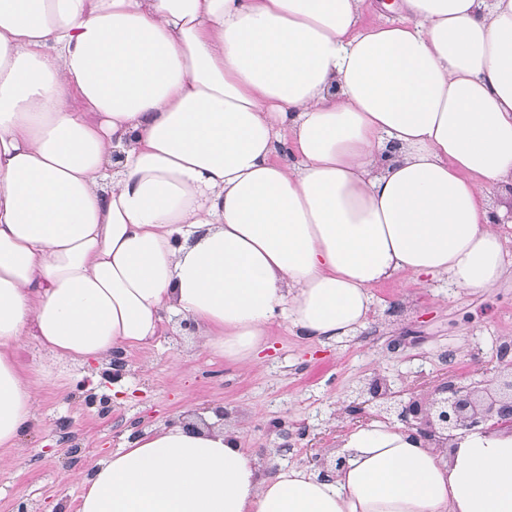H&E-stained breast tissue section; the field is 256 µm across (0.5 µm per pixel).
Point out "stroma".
<instances>
[{"mask_svg":"<svg viewBox=\"0 0 512 512\" xmlns=\"http://www.w3.org/2000/svg\"><path fill=\"white\" fill-rule=\"evenodd\" d=\"M364 329L321 346L283 321L269 328L260 365L242 369L202 350L181 318L164 322L152 343L124 356L128 394L113 398L109 362L82 365L45 357L33 342L18 351L20 366L41 384L39 424L19 441L17 465L0 468V512H65L80 480L128 433L180 416L220 408L247 415L245 447L282 466L331 457L357 421L346 408L371 380L422 393L435 380L482 386L487 376L512 380V278L472 291L447 279L401 273L371 290ZM508 364H501L500 355Z\"/></svg>","mask_w":512,"mask_h":512,"instance_id":"1","label":"stroma"}]
</instances>
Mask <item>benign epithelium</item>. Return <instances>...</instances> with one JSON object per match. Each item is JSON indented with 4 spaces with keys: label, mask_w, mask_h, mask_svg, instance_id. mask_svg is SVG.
<instances>
[{
    "label": "benign epithelium",
    "mask_w": 512,
    "mask_h": 512,
    "mask_svg": "<svg viewBox=\"0 0 512 512\" xmlns=\"http://www.w3.org/2000/svg\"><path fill=\"white\" fill-rule=\"evenodd\" d=\"M372 399L347 407L352 415H366L373 404L414 429L428 441L445 443L451 433L481 424L491 429L512 430V395L503 398L491 393L477 396L476 389L453 380L441 379L425 394L396 391L390 383L376 378L370 383Z\"/></svg>",
    "instance_id": "1"
}]
</instances>
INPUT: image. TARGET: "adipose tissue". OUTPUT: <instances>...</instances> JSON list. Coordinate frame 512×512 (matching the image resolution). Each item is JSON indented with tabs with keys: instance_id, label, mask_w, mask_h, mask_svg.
Returning a JSON list of instances; mask_svg holds the SVG:
<instances>
[{
	"instance_id": "obj_1",
	"label": "adipose tissue",
	"mask_w": 512,
	"mask_h": 512,
	"mask_svg": "<svg viewBox=\"0 0 512 512\" xmlns=\"http://www.w3.org/2000/svg\"><path fill=\"white\" fill-rule=\"evenodd\" d=\"M0 0V465L38 424L25 337L101 361L166 318L256 366L356 336L400 273H512V0ZM321 477L215 412L109 453L74 512H512V431L345 433ZM400 0H365L362 13V24L368 25L380 19H393L399 16V12L387 10L383 3H400Z\"/></svg>"
}]
</instances>
